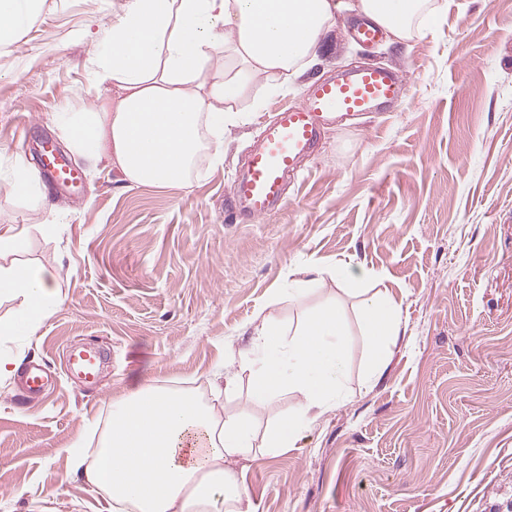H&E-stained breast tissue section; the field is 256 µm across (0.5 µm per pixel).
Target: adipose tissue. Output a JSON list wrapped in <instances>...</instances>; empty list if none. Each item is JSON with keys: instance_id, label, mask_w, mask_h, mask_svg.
Returning <instances> with one entry per match:
<instances>
[{"instance_id": "obj_1", "label": "adipose tissue", "mask_w": 512, "mask_h": 512, "mask_svg": "<svg viewBox=\"0 0 512 512\" xmlns=\"http://www.w3.org/2000/svg\"><path fill=\"white\" fill-rule=\"evenodd\" d=\"M46 0H0V48L15 44ZM437 0H122L107 40L86 66L96 88L116 99L56 117L66 142L90 166L116 169L130 186L159 191L188 187L199 160L224 162V130L241 124L243 100L260 108L316 57L338 16L362 13L406 42L430 31ZM5 185L34 210L45 188L23 159ZM26 231L0 233V298L16 301L0 320V344L35 335L59 303L57 270L19 262ZM367 382L387 362L388 342L401 326L390 293L362 295ZM342 310L328 303L285 334L278 317L261 313L239 354L249 374L247 396L273 406L284 392L301 397L296 410L258 432L246 414L218 416L191 390L142 384L112 405L100 448H71L75 470L112 498V512H253L231 464L257 452L293 447L314 420L344 401L341 384L348 343Z\"/></svg>"}]
</instances>
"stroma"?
Here are the masks:
<instances>
[{
    "label": "stroma",
    "instance_id": "1",
    "mask_svg": "<svg viewBox=\"0 0 512 512\" xmlns=\"http://www.w3.org/2000/svg\"><path fill=\"white\" fill-rule=\"evenodd\" d=\"M0 49V152L37 164L62 144L57 113L91 107L90 51L115 0H47ZM342 14L289 91L267 96L224 135V164L199 162L191 186L130 188L72 151L78 187H52L45 216L0 187V230L26 227L23 261L60 271L63 298L11 351L0 380V512H106L67 447L97 448L112 402L138 383L210 399L216 369L236 374L249 325L272 306L291 330L326 302L348 320L345 400L294 448L238 462L254 512H512V0H445L425 37L354 42ZM399 71L406 98L325 129L286 204L250 222L225 202L262 123L317 80L363 66ZM363 266L370 291L401 306L390 361L366 383V351L347 281L288 294L298 270ZM278 303H271L272 295ZM105 358L98 385L66 372L71 347ZM49 376L27 390L24 369ZM297 393L257 409L245 389L223 400L265 431Z\"/></svg>",
    "mask_w": 512,
    "mask_h": 512
}]
</instances>
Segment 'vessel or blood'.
<instances>
[{"mask_svg":"<svg viewBox=\"0 0 512 512\" xmlns=\"http://www.w3.org/2000/svg\"><path fill=\"white\" fill-rule=\"evenodd\" d=\"M406 94V79L378 66L313 83L299 103L276 112L263 125L247 158L246 172L231 189V208L255 221L270 216L284 199L288 178L313 154L326 126L343 116L375 111L382 104L404 99ZM39 174L59 185L75 183L78 178L76 171L50 150L40 157ZM98 361V351L90 348L80 355H69L68 370L90 384L97 377Z\"/></svg>","mask_w":512,"mask_h":512,"instance_id":"1","label":"vessel or blood"}]
</instances>
